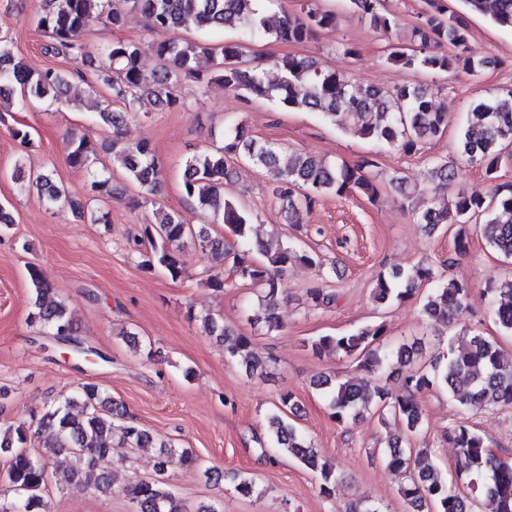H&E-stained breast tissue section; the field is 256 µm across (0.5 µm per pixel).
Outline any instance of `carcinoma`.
Here are the masks:
<instances>
[{"mask_svg": "<svg viewBox=\"0 0 512 512\" xmlns=\"http://www.w3.org/2000/svg\"><path fill=\"white\" fill-rule=\"evenodd\" d=\"M127 10H109L105 0H39L37 27L50 39L46 51L74 64L71 70L47 68L33 73L14 56L12 41L0 37V102L20 98L22 102L43 103L59 108L76 109L80 103L68 98L74 80L102 86L123 104L116 111L106 105L97 112L99 124L112 132V138L94 146L86 136L73 137L68 155L69 165L84 170L95 201L114 195L111 178L91 170V157L97 150L112 155V163L121 167L127 180L137 189L144 202L155 206L153 219L140 225L132 242L140 255V266L159 268L171 279L182 277L179 259L181 242L196 237L204 251L218 256L220 269L210 274L204 285L215 292L250 283L262 293V306L251 316L253 323L272 331L278 327L275 309L284 294L282 280L296 262L322 266L307 253L291 246L271 249L256 241L261 255L257 260L250 250L231 252L224 247V237L212 236L185 224L170 211L156 206L152 196L161 183L162 165L145 141L131 143L123 139L127 122L139 114L142 100L174 109L182 106L178 89L181 80L193 78L204 86L217 83L244 99H265L280 109L308 110L331 121L344 122L350 133L365 139L384 141L405 154H414L426 141L442 136L448 129V113L432 100L423 85L402 86L392 91L375 86L351 84L344 74L324 66L313 57L287 55L275 61L280 79L269 82L262 63L243 59L242 45L226 41L213 45L167 37L150 44L161 61L159 68L147 74L141 66L142 46L116 38L104 45L99 55L90 51L84 39L92 26L113 30L125 26L129 17H141L150 31L167 34L180 29L222 31L240 29L250 35L269 36L283 44L307 42L319 28L336 25L337 15L330 10L309 7L302 17L285 14L270 20L262 11V0H124ZM353 13L369 21L374 28L392 36L386 60L395 67L423 68L474 76L490 61L473 52L469 28L460 16L447 13L441 0H427L428 9L413 25L405 38L398 36L396 16L383 7L382 0H348ZM469 9L488 17L494 24L512 29V0H464ZM449 45L451 52L439 51ZM210 61L199 65L201 58ZM512 145V92L503 98L482 102L471 113L466 129L459 135L458 149L463 158L484 170L495 183L493 196L487 200L462 191L442 201H435L418 217L425 231L434 233L448 224L455 227L454 254L461 258L469 252L472 221L485 218L480 225L488 245L506 257L512 256V183H499L501 155ZM246 162L256 169H274L277 179L271 194L282 203L284 222L300 223L301 215L310 211L324 197L363 194L376 198L378 189L368 176L372 162L363 160L350 165L328 164L308 155L284 153L279 147L261 142L238 124L224 135V143L213 150L187 158L183 167L182 186L187 198L210 213L212 222L222 223L234 236L244 239L252 223L251 213L241 209L224 189L234 182L235 165ZM456 175L454 165L446 160L432 163L426 171L427 186L451 185ZM20 186H35L50 203L65 201L70 209L94 224L109 223V213L88 208L81 200L66 197L65 190L53 180L46 168L30 171L16 166L12 172ZM36 295L29 321L42 328L45 336L69 339L74 346L70 355L79 361L100 356L77 337V325L66 306L50 299L51 288L41 271H29ZM435 272L425 261L405 271L392 269L379 276L373 297L378 304L406 301L416 287L434 282ZM486 292L493 298L496 320L506 334H512V280L501 285L489 283ZM469 294V283L451 278L436 285L423 300L421 313L432 324H446L454 309L461 307ZM311 305L327 307L336 303V294L323 288L307 291ZM201 322L203 332L224 343V358L243 367L251 375L261 374L266 362L253 350L246 335H230L224 325L210 313L193 316ZM384 328L367 325L339 336H320L310 342L319 354L331 350L360 363L362 374L342 379L329 376L318 383L330 410L331 418L346 427L375 407L402 423V434L391 435L381 456L387 466L408 474L401 495L413 512H473L475 498L481 496L496 504L495 512H512V464L501 459L484 438L463 422L445 431V438L456 450L457 477L465 480L466 490L448 482L433 463L427 448H405L403 437L417 433L423 412L417 399L433 387L448 391L460 405L499 407L512 405V361H504L497 342L475 328L458 333L428 362H416L418 349L406 344L382 352L374 349ZM385 371L402 373L405 392L392 395L380 384ZM299 405L289 392L279 397L275 411L267 417L269 441L279 452L298 461L315 474L320 496L331 497L336 491V470L324 460L320 451L305 434L288 421ZM37 435L48 453L66 450L72 454V466L64 474L67 483L86 481L99 493L112 491L115 479L103 463L112 460L116 448H147L158 444L157 470L177 462L187 469H199L202 463L190 448L175 450L171 444L155 442L153 435L129 416L123 404L112 399L95 384L61 397L40 417L38 427L30 431L19 425L0 433V456L7 467L0 478L19 494L15 512H46L43 497L48 475L28 447L29 437ZM216 479H229L241 496L257 489L254 477L231 471L225 474L205 469ZM121 491L134 502L137 512H189L167 484L160 480L127 481Z\"/></svg>", "mask_w": 512, "mask_h": 512, "instance_id": "obj_1", "label": "carcinoma"}]
</instances>
